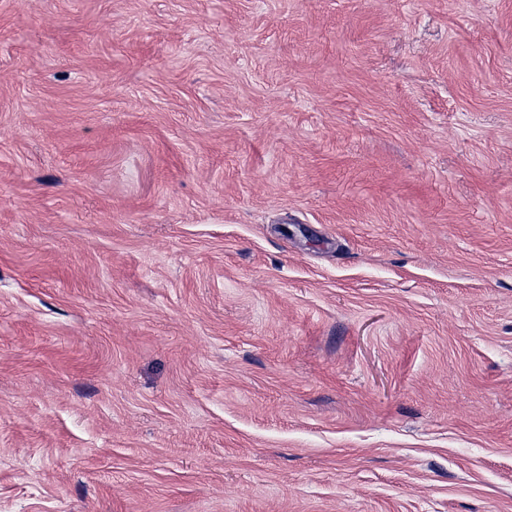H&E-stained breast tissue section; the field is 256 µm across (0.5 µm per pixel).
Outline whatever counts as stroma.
Segmentation results:
<instances>
[{
	"mask_svg": "<svg viewBox=\"0 0 512 512\" xmlns=\"http://www.w3.org/2000/svg\"><path fill=\"white\" fill-rule=\"evenodd\" d=\"M0 512H512V0H0Z\"/></svg>",
	"mask_w": 512,
	"mask_h": 512,
	"instance_id": "35a3bbf8",
	"label": "stroma"
}]
</instances>
